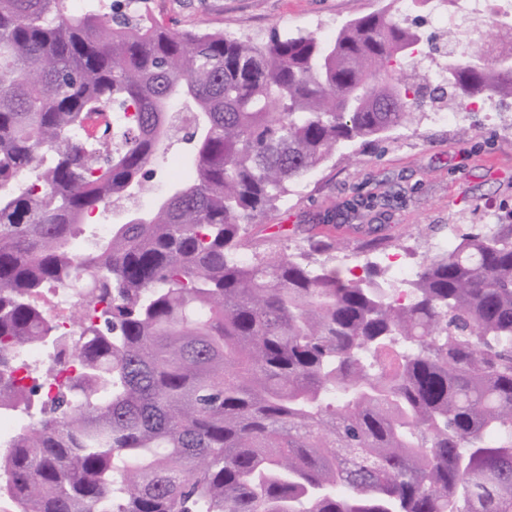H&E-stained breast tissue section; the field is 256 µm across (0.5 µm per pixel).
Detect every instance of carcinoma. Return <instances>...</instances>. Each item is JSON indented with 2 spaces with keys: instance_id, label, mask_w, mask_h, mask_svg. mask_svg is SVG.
<instances>
[{
  "instance_id": "carcinoma-1",
  "label": "carcinoma",
  "mask_w": 512,
  "mask_h": 512,
  "mask_svg": "<svg viewBox=\"0 0 512 512\" xmlns=\"http://www.w3.org/2000/svg\"><path fill=\"white\" fill-rule=\"evenodd\" d=\"M419 32L377 11L323 41L174 31L97 3L0 0V512H512V224L428 257L407 293L251 230L337 145L424 102L512 99L507 53L415 85ZM192 174L146 224L70 245ZM78 288L65 330L43 301ZM54 358L14 376L15 352ZM182 152H183L182 147L180 145L174 143L169 147L167 156L168 157H172V156L179 157L178 160L181 163V174L185 175V173L187 172V166H186L185 157H183ZM167 156H166L165 162L163 164L160 163L163 165V170H164L165 176H161V177L158 176L156 179H154L152 182H150L152 193L149 195H143L142 197H140L137 200L136 203H134L132 205H136L142 209L147 210V209L151 208L159 198H161L163 195H165V193L167 192L168 187L171 183V180L168 177L170 175H173V172L169 171L165 167L166 166L165 163L167 161H169V160H167Z\"/></svg>"
}]
</instances>
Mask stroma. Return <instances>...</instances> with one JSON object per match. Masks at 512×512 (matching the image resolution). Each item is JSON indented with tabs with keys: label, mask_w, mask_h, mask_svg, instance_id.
Returning a JSON list of instances; mask_svg holds the SVG:
<instances>
[{
	"label": "stroma",
	"mask_w": 512,
	"mask_h": 512,
	"mask_svg": "<svg viewBox=\"0 0 512 512\" xmlns=\"http://www.w3.org/2000/svg\"><path fill=\"white\" fill-rule=\"evenodd\" d=\"M124 12L146 13L176 30L207 29L261 44L272 33L312 32L328 39L332 26L373 11L397 15L399 0H118ZM430 7L415 8L410 20L422 37L418 67L423 77L439 63L440 51L474 47L492 36V26L451 37L430 21ZM512 220V109L490 115L484 104L440 124L420 110L376 142L339 145L328 161L294 184L269 212L266 224L285 230L288 251L305 248L303 225L336 242V265L345 255L370 251L379 267L390 257L420 264L448 232Z\"/></svg>",
	"instance_id": "obj_1"
}]
</instances>
